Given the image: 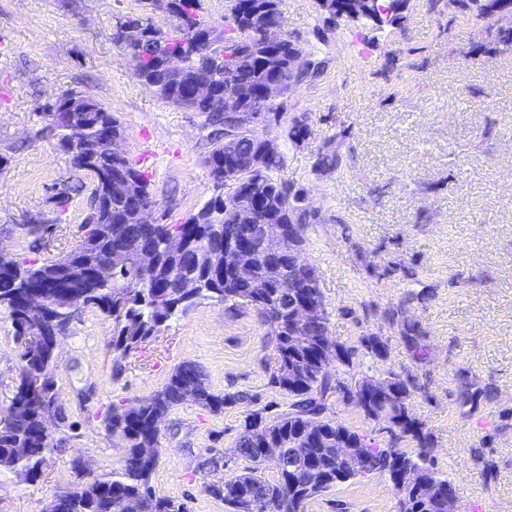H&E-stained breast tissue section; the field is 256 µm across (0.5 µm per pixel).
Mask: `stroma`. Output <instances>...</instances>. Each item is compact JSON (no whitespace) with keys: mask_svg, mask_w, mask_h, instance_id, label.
Instances as JSON below:
<instances>
[{"mask_svg":"<svg viewBox=\"0 0 512 512\" xmlns=\"http://www.w3.org/2000/svg\"><path fill=\"white\" fill-rule=\"evenodd\" d=\"M283 30L317 68L259 126L285 157L279 180L312 215L305 255L317 267L328 335L352 353L330 363L354 384L392 371L412 380L409 412L455 490L456 512H512V59L476 54L483 23L427 0H408L401 26L327 23L316 0H282ZM163 9L147 0H0V245L44 262L74 248L89 213L92 178L76 173L46 128L44 108L67 90L92 96L124 127L126 157L144 171L154 217L180 224L225 194L209 174L210 130L201 113L159 99L112 42L116 21ZM308 128L295 143L293 119ZM341 164L319 166L322 153ZM83 192L58 209L73 178ZM415 326L428 349L417 360ZM377 338V356L367 346ZM270 329L251 309L200 300L115 364L112 321L85 311L61 343L57 385L70 424L43 477L0 473V512H47L56 491L118 470L125 445L104 418L161 389L191 361L226 399L215 413L187 400L160 425L152 476L157 496L184 512H229L207 484L246 467L234 450L246 416L274 419L292 400L269 380ZM17 348L0 310V410L10 400ZM469 401H462L461 391ZM327 417L381 445L416 444L383 429L338 395ZM89 469L76 473L74 460ZM306 512H398L388 476L338 485Z\"/></svg>","mask_w":512,"mask_h":512,"instance_id":"obj_1","label":"stroma"}]
</instances>
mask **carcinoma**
<instances>
[{
	"mask_svg": "<svg viewBox=\"0 0 512 512\" xmlns=\"http://www.w3.org/2000/svg\"><path fill=\"white\" fill-rule=\"evenodd\" d=\"M499 0H457L456 12L479 22L489 23L491 40L484 51L493 55H512V28L498 25ZM159 6L170 17L163 29L152 18L132 16L116 23L112 41L125 52L134 51V72L141 82L153 89L162 100L206 114L208 125L215 129L212 149L206 164L212 178L236 179L239 185L227 197L209 200L196 214L182 224H139L127 200L112 195L110 174L120 166L133 178L140 197L149 198V184L145 173L128 158H112L107 149L91 162L81 160L78 149L90 137L110 130L124 132L114 113L94 98L81 95L75 106V121L60 126L58 144L71 157L75 169L93 177L90 213L84 224L79 244L70 252L46 262L31 263L10 257V272H0V309L8 312L15 336L36 330L48 336L69 334L73 319H53L58 311L92 310L113 320L112 352L115 367L122 359L142 348L148 340L171 319L187 311L201 297L217 298L230 307L253 308L270 327L271 340L277 354V367L270 373V382L295 398L288 412L267 421L258 413L246 417L237 445V455L248 460L250 466L239 474L218 483H211L209 493L224 500L230 507L249 499H260L268 492L287 503L288 512H305L306 502L291 506L297 489L282 478L267 479L261 472L262 461L253 451V432L258 427L270 432L273 447L280 450L287 462L301 467L314 460L324 466L330 482L321 487L327 492L337 486L336 473L355 476L351 464L328 457L324 444L342 435L355 448L371 451L377 472L386 473L396 464L433 481L442 490L438 497H425L415 488L408 492L407 512H448V496L454 494L452 483L445 478L427 456L429 437L420 422L408 412V402L414 392L411 381L388 372L381 377L391 389V397L377 404V413L387 417L391 427L409 436L419 444L415 454L401 448L380 447L366 436L325 416L327 398L331 392L342 391L347 398L357 400L368 379L350 390L343 383H333L327 372L328 361L318 364L311 359L307 344L323 346L330 342L327 323L308 321L300 329L290 328L295 298L308 289L309 283L319 281L315 266L303 267L294 262L287 252L272 264L260 250L245 249L233 262L250 263L265 282L260 300L253 301V291L232 276L217 282L205 266L195 258V252L162 254L159 266L142 269L135 264L122 266L112 274L108 284L95 279L82 287L69 282L65 264L89 262L96 254L105 255L116 248L131 253L160 238L180 232L185 236L193 229H201L199 248L224 251V236L232 232L230 214L232 205L242 196L249 181L260 182L265 190L261 217L275 224L310 223L311 215L301 206L300 194L288 184L274 178L283 168L285 157L277 154L267 159L260 171L241 168L234 157L248 155L255 148L259 133L250 124L235 135L233 153L224 145V110L217 104H204L195 99L194 83L200 76L207 77L216 92L243 99L248 105L259 107V91L272 79H280L285 92L296 87L288 69V55L293 39L277 50H270L259 36L265 23H282L280 0H231L229 14L224 17V29H218L202 14L201 0H161ZM168 55H177L185 65L178 78L167 76L161 61ZM78 92L62 93L54 103L45 107L48 120L55 113L69 110V104ZM186 280L202 284L191 295L182 288ZM292 282L293 288L285 287ZM39 287L52 292L45 311L32 314L18 304L22 292ZM57 352L47 344L28 348L18 353L11 401L15 415L0 425V470H5L27 481H36L57 451L59 439L43 432V411L58 399ZM40 381V389L32 390L29 378ZM191 382L197 390L196 403L213 412L224 410V397L215 394L206 374L197 364L183 362L169 375L162 389L153 395L121 410H114L104 419L107 432L126 443V455L121 467L111 475L94 482L78 484L54 495L49 512H107L106 500L112 501V512H120L121 502L129 497L139 500L142 512H181L174 501L156 496L151 487L161 449L158 418L181 404L182 389ZM17 448L26 452L18 455Z\"/></svg>",
	"mask_w": 512,
	"mask_h": 512,
	"instance_id": "1",
	"label": "carcinoma"
}]
</instances>
